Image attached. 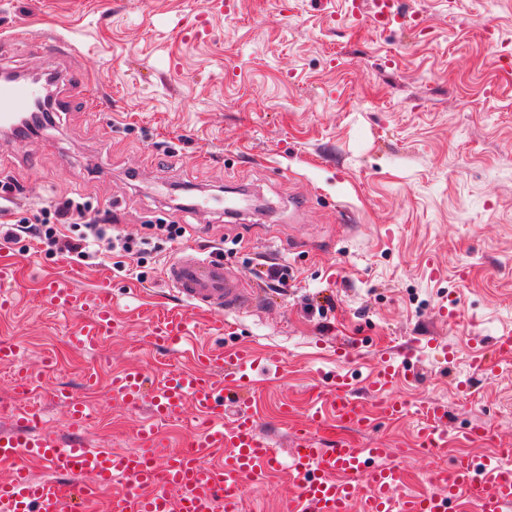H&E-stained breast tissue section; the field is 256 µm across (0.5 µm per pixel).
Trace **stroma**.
Returning <instances> with one entry per match:
<instances>
[{
    "label": "stroma",
    "mask_w": 512,
    "mask_h": 512,
    "mask_svg": "<svg viewBox=\"0 0 512 512\" xmlns=\"http://www.w3.org/2000/svg\"><path fill=\"white\" fill-rule=\"evenodd\" d=\"M203 2L0 0V32L23 24L75 46L49 59L7 44L9 67L80 74L103 105L91 111L79 91L36 135L0 137V193L29 218L71 192L93 197L88 220L111 211L130 238L160 220L190 224L166 257L220 245L243 279L280 263L292 280L282 291L260 286L238 314L193 312L184 352L169 354L150 326L186 305L157 257L145 258L139 280L109 258L89 266L29 239L0 246V262L19 269L0 341L18 342L22 364L41 373L26 399L0 368V404L18 415L40 403L45 427L65 438L54 393L69 389L90 411L89 443L131 449L150 407L113 400L114 371L141 367L153 385L188 366L190 350L251 345L279 361L249 395L283 458L314 391L340 370L362 380L382 354L418 340L424 350L393 389L407 415L330 433L391 448L406 492L450 456L512 448V360L484 376L471 366L473 351L512 331V0H403L419 32L366 25L351 0H240L193 37L182 26ZM203 193L212 212L200 218L187 205ZM60 274L88 292L111 282L116 329L98 347L72 343L87 311L41 301V281ZM350 341L353 357L339 360ZM92 367L100 384L89 392L82 375ZM435 404L447 410L448 446L424 453L422 411ZM474 425L494 443L461 442ZM262 485H245L243 512H288L287 473Z\"/></svg>",
    "instance_id": "35a3bbf8"
}]
</instances>
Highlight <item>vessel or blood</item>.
Returning <instances> with one entry per match:
<instances>
[{
  "mask_svg": "<svg viewBox=\"0 0 512 512\" xmlns=\"http://www.w3.org/2000/svg\"><path fill=\"white\" fill-rule=\"evenodd\" d=\"M353 9L379 29L418 22L416 16L401 12L395 0H376L370 11L355 0ZM7 39L38 49L49 44L63 52L70 49L60 37H37L25 29L10 32ZM42 95V85L29 80L1 82L0 126H10ZM165 279L180 300L201 311L235 313L254 294L223 260L197 250L179 251L166 264ZM39 294L61 313L89 310L76 343L97 345L115 328L109 282L87 293L74 288L67 277L54 276L42 280ZM188 334L184 313L167 314L152 327L155 342L169 349L181 346ZM17 358L16 345L0 344V365L14 367V386L27 394L37 388L38 377L16 368ZM506 358H512L511 332L495 337L490 353L473 356L471 363L483 372ZM275 364V356L250 347L210 348L194 353L192 367L169 371L153 387L138 368L114 374V398L132 409L144 403L150 406L152 421L138 427L140 446L135 450L96 448L79 437L89 418L86 407L68 390H57L55 398L67 407L69 425L77 435L66 442L43 429L34 405L1 428L0 467L9 475L0 480V512H90L99 488L109 486L115 489L112 512H240L245 482L280 467L288 470L291 512H450L452 504L465 496L475 500L477 512H506L512 507V468L497 456L457 455L447 467L428 474L427 490L400 496L396 489L401 469L389 463L390 449L361 448L342 438L332 448L319 443L316 434L330 421L361 431L375 427L377 418H371L353 397L357 387L370 394L378 418L394 420L407 413V404L389 396L401 368L388 358L361 384L337 374L332 395L313 406L307 421L293 427L295 446L287 462H280L248 406L239 400L253 378L271 372ZM219 369L225 373L220 381L215 378ZM233 399L239 402L238 411L228 422L222 407ZM186 403L198 414L199 430L183 448L167 452L162 425ZM445 413L441 405L426 409L422 447H447L448 435L439 426ZM31 460L46 468L45 477L31 474L27 467Z\"/></svg>",
  "mask_w": 512,
  "mask_h": 512,
  "instance_id": "1",
  "label": "vessel or blood"
}]
</instances>
